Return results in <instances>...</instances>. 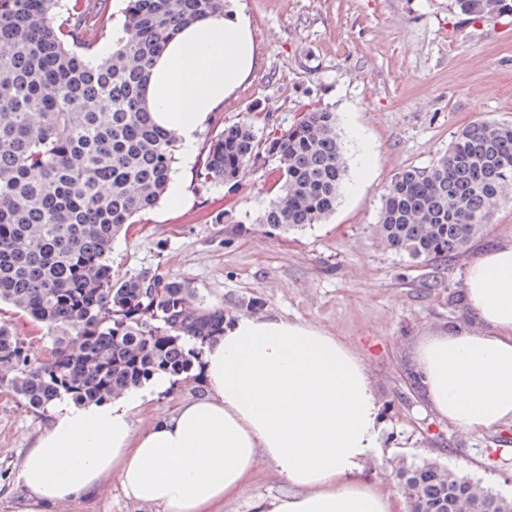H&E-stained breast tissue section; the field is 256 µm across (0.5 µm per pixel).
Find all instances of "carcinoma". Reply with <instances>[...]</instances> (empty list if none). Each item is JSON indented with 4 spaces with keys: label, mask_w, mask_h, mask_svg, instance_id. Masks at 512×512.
Masks as SVG:
<instances>
[{
    "label": "carcinoma",
    "mask_w": 512,
    "mask_h": 512,
    "mask_svg": "<svg viewBox=\"0 0 512 512\" xmlns=\"http://www.w3.org/2000/svg\"><path fill=\"white\" fill-rule=\"evenodd\" d=\"M0 0V303L57 334L51 356H31L0 325V387L36 412L57 399L103 403L158 372L190 371L222 332L224 311L192 303L175 279L119 276L108 256L135 217L169 188L179 137L144 104L155 58L180 27L223 14L227 0ZM476 19L506 0H457ZM98 34L87 38L88 31ZM279 192L259 223L290 231L317 224L340 199L347 165L336 113L307 112L267 143ZM260 156L252 127L214 137L199 170L229 183ZM376 235L416 263L448 262L512 202V125L482 120L448 153L399 172L381 194ZM412 512H512V500L423 466L403 473Z\"/></svg>",
    "instance_id": "carcinoma-1"
}]
</instances>
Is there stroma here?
Instances as JSON below:
<instances>
[{
	"instance_id": "stroma-1",
	"label": "stroma",
	"mask_w": 512,
	"mask_h": 512,
	"mask_svg": "<svg viewBox=\"0 0 512 512\" xmlns=\"http://www.w3.org/2000/svg\"><path fill=\"white\" fill-rule=\"evenodd\" d=\"M233 8L250 25L254 70L209 115L192 153L177 152L181 205L160 201L125 225L112 244L113 271L173 277L196 305L221 308L225 319H298L357 350L384 418L383 446L365 461L363 480L398 492L402 471L434 465L512 499V422L469 435L437 421L415 376L425 336L478 329L463 296L465 268L483 248L512 238V203L497 206L448 264L410 262L375 235L380 195L399 172L432 165L472 122L512 124V17L477 20L455 0H234ZM315 109L335 112L348 165L346 191L323 223L287 232L256 224L278 191L267 158L226 184L199 180L208 144L224 127L248 122L263 142ZM0 322L32 354L50 356L43 324L9 304L0 306ZM203 394L197 365L173 392L134 410L135 431ZM48 423V414L0 388V512L24 499L21 464ZM288 490L264 469L225 500L224 512H253L258 499ZM58 512L158 510L128 499L111 475L91 498Z\"/></svg>"
}]
</instances>
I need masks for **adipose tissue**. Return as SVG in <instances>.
I'll return each instance as SVG.
<instances>
[{"label": "adipose tissue", "mask_w": 512, "mask_h": 512, "mask_svg": "<svg viewBox=\"0 0 512 512\" xmlns=\"http://www.w3.org/2000/svg\"><path fill=\"white\" fill-rule=\"evenodd\" d=\"M254 65L248 27L230 11L180 28L151 71L148 108L185 151L210 112ZM477 331L426 336L416 361L426 406L478 435L512 422V239L471 261L464 277ZM202 398L135 432L130 394L112 404L57 405L24 458V512L91 496L109 475L138 504L215 512L261 466L290 493L258 512H402L393 490L362 481L382 446L380 403L362 357L317 326L242 316L204 348Z\"/></svg>", "instance_id": "ef3b65f1"}]
</instances>
